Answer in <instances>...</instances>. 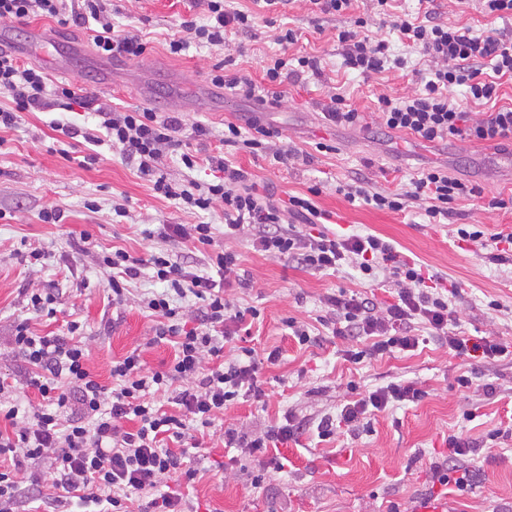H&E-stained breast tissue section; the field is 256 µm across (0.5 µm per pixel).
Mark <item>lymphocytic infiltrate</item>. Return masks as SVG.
Wrapping results in <instances>:
<instances>
[{"instance_id": "obj_1", "label": "lymphocytic infiltrate", "mask_w": 512, "mask_h": 512, "mask_svg": "<svg viewBox=\"0 0 512 512\" xmlns=\"http://www.w3.org/2000/svg\"><path fill=\"white\" fill-rule=\"evenodd\" d=\"M419 14L392 17L391 25L406 43L421 48L431 59L429 78L419 94L400 100L381 95L379 119L390 130L406 132L426 142H492L512 138V107H502L482 119L451 103L448 92L465 87L475 101H492L498 96V78H512V26L493 28L473 35L469 26L441 17L437 0H418ZM203 22L182 24L185 37L171 39L169 51L181 54L190 44L220 45L226 28L252 31L254 12L229 9L225 0H204ZM42 17L62 27L88 28V37L104 57L135 60L148 51V44L134 35L116 31L105 0H0V19L27 20ZM367 19L355 17L350 28L337 31L346 66L368 76L391 65L405 68L404 58L391 55L385 41L365 35ZM492 62L494 79L483 76L485 62ZM318 61L310 56L289 61L287 54L267 60L261 81L249 76L225 77L223 65L210 73L212 84L231 89L264 104H278L281 88L288 79L306 71H317ZM6 90L12 106L0 108V126L12 127L21 112L73 111L83 98L69 83L52 82L39 68L21 63L13 54L0 53V90ZM96 128H81L53 121L52 128L68 138L83 137L92 145L109 144L122 158L134 163L149 177L156 194L176 201L195 212L224 209V236L231 239L250 233L255 250L296 262L306 271L325 273L349 266L364 278L383 273L395 285L391 301L379 304L366 296L338 291L325 295L327 311L319 322L335 336H356L369 346L345 353L348 361L408 352L418 348L419 329H427L433 342L457 356L482 353L489 359L512 360V348L503 343L477 344L466 337L451 308L456 285H445L441 276L423 265L398 259L393 244L372 234L339 233L329 227L331 216L318 208L314 199L320 186L307 193L277 198L269 187H258L248 172L229 164L221 156L210 157L216 177L193 193L168 179L160 168L164 157L179 154L187 169L198 159L184 151L181 132L191 138H208V127L187 124L180 115L160 116L151 109L101 108ZM281 131L274 126L250 121L242 127L224 126L225 145L252 156L290 158L280 146ZM365 178L339 187L348 202L362 201L378 210L401 212L419 204L429 223L439 224L453 215L463 199L482 197L480 185L450 177L442 168L423 169L409 190L401 193L372 191ZM165 240L183 239L198 243L205 251L206 273L193 266L172 262L165 253L149 259L131 257L118 249L101 256L110 269L108 286L112 302L124 304L130 282L151 270L153 280L163 283L147 308L159 323L153 343L172 342L175 353L162 370L148 369L140 352L113 361L111 384H102L88 367V353L81 342L79 322L67 325L66 335L36 333L31 320L53 316L50 294L32 291L26 309L28 318L15 321L10 345L27 365L29 373L19 379L0 375V512H29L33 486L48 482L46 512H59L72 504L93 512H129L132 494L149 491L151 512H198L181 493L167 490V482H189L194 469L183 466V457L198 449L199 438L225 407L245 397H261L259 366L255 351L239 347L233 358H225L224 346L244 331L247 320L259 318L256 307H240L224 295L226 285L238 279L239 255L217 243L213 227L200 224H162L156 230ZM195 301V324L180 318L178 301ZM37 392L38 408H23L21 399ZM167 392L166 405H158L156 392ZM425 392L417 382L396 380L366 390L347 401L338 415H324L318 426L322 438L335 437L340 428L357 434L368 430L370 417L394 407L415 404ZM304 425L293 414L271 430L247 437L225 432L228 444L237 445L245 457L257 461L254 484L263 483L268 470L282 471L284 464L272 450L301 433ZM475 442L452 436L448 439L447 471L439 473L440 484L467 489L473 472L461 461L475 453ZM50 459L47 475H20L28 462Z\"/></svg>"}]
</instances>
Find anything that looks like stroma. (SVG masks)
Listing matches in <instances>:
<instances>
[{"label": "stroma", "instance_id": "stroma-1", "mask_svg": "<svg viewBox=\"0 0 512 512\" xmlns=\"http://www.w3.org/2000/svg\"><path fill=\"white\" fill-rule=\"evenodd\" d=\"M111 8L116 30L148 41L142 60L98 55L80 28L46 21L53 39L48 45L34 42L35 19L0 20V33L9 37L10 49L22 62L41 67L52 81L77 83L90 104L89 110L74 113L22 112L15 126L0 130V372H24L23 362L10 354L8 340L27 302L25 292L33 288L52 293L56 310L53 318L33 321V329L42 335L62 333L70 321L83 323L88 365L100 382L111 383L113 360L135 350L150 369L165 368L174 350L165 343L152 344L156 319L143 303L147 293L159 290V283L142 276L132 282L124 306L113 307L110 271L100 265L98 255L121 248L145 260L164 251L178 264L198 266L202 255L193 242L164 240L152 231L160 224L206 221L213 224L216 240L226 241L240 256L247 282L233 285L227 294L234 303L260 312L251 327L253 347L260 354L279 349L280 358L260 365L262 398L228 406L194 458L198 475L180 491L199 512H409L413 501L429 495L446 501L447 512H512V363L458 357L432 343L358 364L346 361L344 350H361L365 342L327 334L318 321L322 298L341 287L383 303L391 298L389 283L362 278L348 267L333 275L313 274L288 259L255 251L247 237L225 239L222 209L201 216L179 208L156 195L148 178L108 145L100 146L101 159L92 165L82 163L87 150L80 137L73 140L69 156L60 155L52 149L56 133L50 123L61 117L79 126L93 123L92 109L104 103L183 113L187 122L209 127L211 135L190 144L201 159L195 170H187L175 155L165 159L164 170L172 180L200 183L213 178L206 158L223 152L225 122L242 125L258 118L278 126L295 158L278 163L241 153L233 155V162L258 184L274 187L281 198L320 185L316 205L333 212L342 227L389 240L404 259L458 285L452 307L472 339L508 344L512 266L492 262L479 243L459 241L456 229L478 224L489 236L512 232V211L488 206L489 198L512 195V142L429 143L382 126L379 96L414 95L420 86L415 72L427 69L428 63L420 49L398 40L390 22L379 21L375 31L389 42L392 54L407 58V68L366 77L345 66L336 31L350 26L354 17L373 15L372 0H356L351 13L336 17L311 13L306 0H293L284 18L300 38L288 54L315 56L319 71L288 85L275 107L214 86L209 73L221 62L226 75L246 72L260 80L262 61L280 50L277 23L261 16L253 33L230 30L223 45H193L174 55L166 42L179 33L182 19H202L199 0H112ZM336 94L362 112L361 125L325 123L322 106ZM319 142L332 143L335 152H318ZM430 166L479 184L483 198L458 201L447 223L430 224L418 209L377 210L349 203L336 191L359 175L370 189L402 192ZM119 204L126 207V216L115 215ZM53 205L64 209V222L42 223L40 212ZM84 231L92 240L86 253L76 247ZM26 248L42 251V262H25ZM493 300L500 302V309L490 308ZM291 318L307 324L311 344L289 336L285 323ZM462 374L472 379V387L457 384ZM396 378L417 382L425 398L376 413L370 431L319 438L320 418L337 412L349 398L351 384L367 390ZM488 382L497 383L496 394L478 396L477 386ZM467 410L472 413L468 419L463 416ZM287 412L304 421L306 432L280 445L279 453L287 460L283 471L268 473L264 483L253 486L256 463L234 464L240 451L225 447L224 432L245 425L261 433ZM497 430L504 436L496 447L479 449L469 458V466L479 473L475 488L460 492L435 482L436 466L448 463L449 437L482 442Z\"/></svg>", "mask_w": 512, "mask_h": 512}]
</instances>
